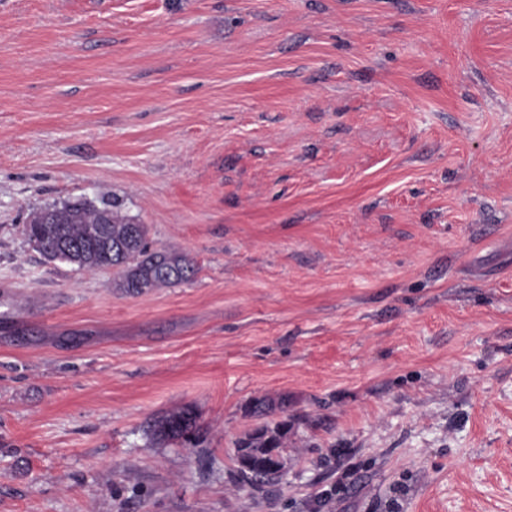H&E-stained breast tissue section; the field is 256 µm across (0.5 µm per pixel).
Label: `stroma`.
I'll return each mask as SVG.
<instances>
[{"mask_svg": "<svg viewBox=\"0 0 512 512\" xmlns=\"http://www.w3.org/2000/svg\"><path fill=\"white\" fill-rule=\"evenodd\" d=\"M103 194L195 276L28 243ZM0 512H512V0H0ZM150 428L155 439L165 442L180 441L186 448L198 447L202 437L197 416L188 408L154 419ZM286 434L278 426L273 429L262 427L238 441L237 447L240 451L246 448L261 449L259 453H249L251 464L248 469L242 468L237 450L235 478L241 486L259 487L280 481L282 472L272 471L267 463L272 457L280 456Z\"/></svg>", "mask_w": 512, "mask_h": 512, "instance_id": "1", "label": "stroma"}]
</instances>
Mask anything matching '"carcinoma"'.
<instances>
[{
	"mask_svg": "<svg viewBox=\"0 0 512 512\" xmlns=\"http://www.w3.org/2000/svg\"><path fill=\"white\" fill-rule=\"evenodd\" d=\"M134 218L122 211L112 197L73 199L35 212L25 226L29 242L50 261L70 263L86 272L120 265L116 287L139 295L155 288L190 280L196 274L193 262L183 253L152 250L147 243L148 228L133 225ZM137 227L136 235L131 228ZM151 435L159 440L179 441L186 448L199 446L201 433L191 409L170 412L153 420ZM286 433L280 428H258L237 443L239 448H258L250 454L251 464L237 465L235 478L242 486L259 487L280 481L282 473L268 468V461L280 455Z\"/></svg>",
	"mask_w": 512,
	"mask_h": 512,
	"instance_id": "carcinoma-1",
	"label": "carcinoma"
}]
</instances>
